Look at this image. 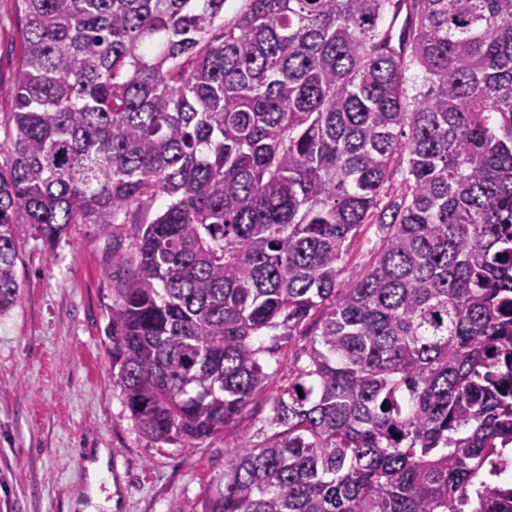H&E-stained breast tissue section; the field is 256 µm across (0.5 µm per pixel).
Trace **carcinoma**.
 <instances>
[{
  "label": "carcinoma",
  "instance_id": "carcinoma-1",
  "mask_svg": "<svg viewBox=\"0 0 512 512\" xmlns=\"http://www.w3.org/2000/svg\"><path fill=\"white\" fill-rule=\"evenodd\" d=\"M21 2L0 316L23 237L139 224L107 336L147 439L237 424L260 337L319 323L201 512H512V0ZM367 238L372 240V242L370 244H368L367 246H365L361 250V246L363 244L365 245V240ZM374 240H375V226H368L364 231L362 242L359 246L358 251H356L354 257L347 264H345V266L340 274L339 281H340L341 285L346 284L351 279V277L353 276V274L356 270V266L358 265V263L362 262L363 260L366 261L368 259V256L366 255L365 250H366V247H368V248L371 247Z\"/></svg>",
  "mask_w": 512,
  "mask_h": 512
}]
</instances>
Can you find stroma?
I'll return each instance as SVG.
<instances>
[{"instance_id":"1","label":"stroma","mask_w":512,"mask_h":512,"mask_svg":"<svg viewBox=\"0 0 512 512\" xmlns=\"http://www.w3.org/2000/svg\"><path fill=\"white\" fill-rule=\"evenodd\" d=\"M19 0H0V143L13 126L6 89L21 56ZM137 225L103 231L74 224L55 247L18 244L20 298L0 317V512H73V501L106 495L92 486L91 451H109L116 481L111 505L96 512H200L210 484L243 444L259 445L273 391L253 399L236 426L180 448L143 437L124 403L106 334L126 270L118 255L134 251ZM316 325L307 322L268 358L276 388L308 362Z\"/></svg>"}]
</instances>
